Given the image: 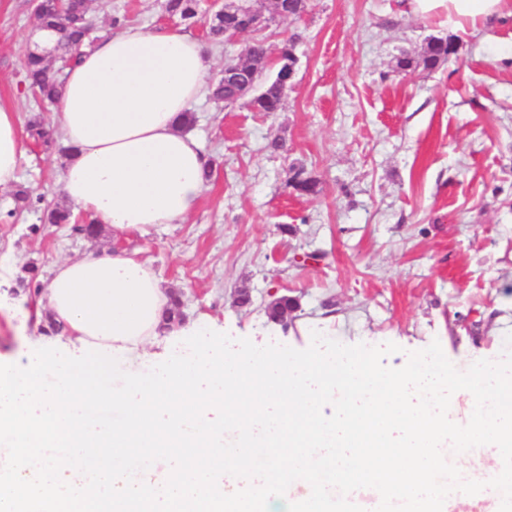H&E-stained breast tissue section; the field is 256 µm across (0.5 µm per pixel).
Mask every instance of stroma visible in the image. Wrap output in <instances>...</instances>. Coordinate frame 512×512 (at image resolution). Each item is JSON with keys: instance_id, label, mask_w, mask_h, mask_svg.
<instances>
[{"instance_id": "obj_1", "label": "stroma", "mask_w": 512, "mask_h": 512, "mask_svg": "<svg viewBox=\"0 0 512 512\" xmlns=\"http://www.w3.org/2000/svg\"><path fill=\"white\" fill-rule=\"evenodd\" d=\"M163 2L93 0L91 19L101 37L119 16L204 38L202 21L168 16ZM36 28L30 0H0V104L24 123L23 38ZM294 33L281 111L193 105L190 134L214 168L183 223L118 241L38 223L42 206L62 203L66 156L28 146L20 182L42 204L5 223L13 193L0 191V293L18 292L26 266L42 285L56 262L119 246L180 295L186 319L223 323L235 339L266 332L303 350L317 328L347 345L397 344L391 368L435 340L461 371L501 354L512 333V18L456 36V54L432 70L395 68L449 33L401 0H308L269 38ZM275 138L286 152L267 150ZM306 177L317 195L295 189ZM282 294L298 301L286 328L266 315Z\"/></svg>"}]
</instances>
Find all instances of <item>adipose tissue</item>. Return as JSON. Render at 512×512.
Returning a JSON list of instances; mask_svg holds the SVG:
<instances>
[{
	"label": "adipose tissue",
	"mask_w": 512,
	"mask_h": 512,
	"mask_svg": "<svg viewBox=\"0 0 512 512\" xmlns=\"http://www.w3.org/2000/svg\"><path fill=\"white\" fill-rule=\"evenodd\" d=\"M412 14L464 36L512 17V0H404ZM208 50L178 29L125 26L84 48L52 107L70 150L62 173L65 202L109 225L113 234H148L179 224L198 208L208 157L181 117L207 90ZM19 117L0 106V190L18 179L25 152ZM170 293L150 265L125 252L55 263L37 316L60 325V343L120 347L122 370L149 359V347L181 334L166 324Z\"/></svg>",
	"instance_id": "adipose-tissue-1"
}]
</instances>
